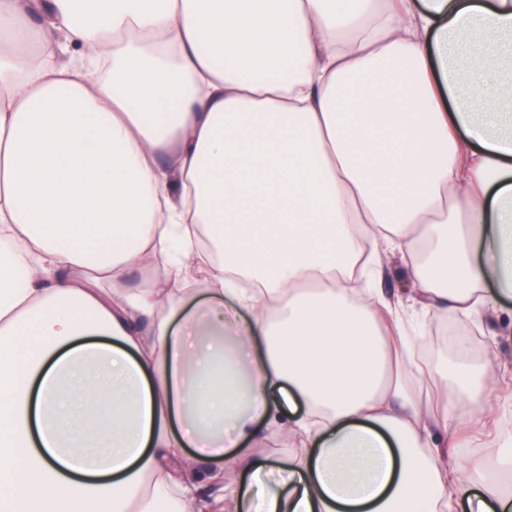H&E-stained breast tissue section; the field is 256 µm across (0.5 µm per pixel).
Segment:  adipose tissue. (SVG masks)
<instances>
[{
    "mask_svg": "<svg viewBox=\"0 0 512 512\" xmlns=\"http://www.w3.org/2000/svg\"><path fill=\"white\" fill-rule=\"evenodd\" d=\"M509 298L512 0H0V512H512ZM386 268L385 276L377 284V288L384 295L404 296L410 288H413V283L408 278L404 263L399 257H391L387 260ZM505 307L510 310L499 314L487 313L485 316H481L478 320V329L469 324L477 332L475 334L462 328L450 318H447V324L438 325L434 322L432 327L427 330L426 335L428 345L425 354L431 361L430 363H434L440 356L452 352L456 344L452 336L462 335L478 337L484 348L482 354H474L470 351L468 360L471 364L483 370L486 366L487 354L490 353L497 355L500 363L508 362L512 366V335L505 331V326H509L511 323L512 301L506 302ZM449 329L454 332V335L449 334Z\"/></svg>",
    "mask_w": 512,
    "mask_h": 512,
    "instance_id": "ef3b65f1",
    "label": "adipose tissue"
}]
</instances>
